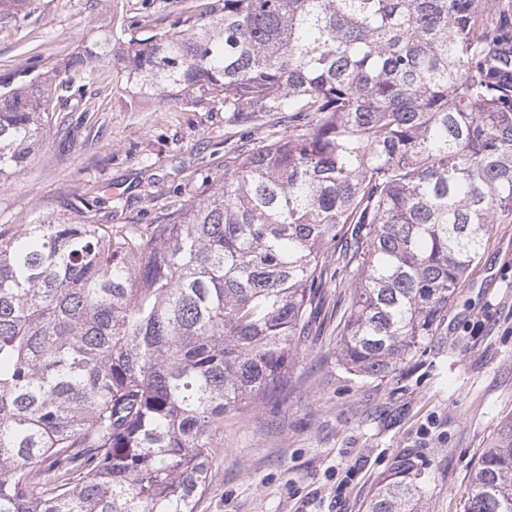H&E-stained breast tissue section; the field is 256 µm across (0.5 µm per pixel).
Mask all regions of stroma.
Wrapping results in <instances>:
<instances>
[{
    "label": "stroma",
    "instance_id": "1",
    "mask_svg": "<svg viewBox=\"0 0 512 512\" xmlns=\"http://www.w3.org/2000/svg\"><path fill=\"white\" fill-rule=\"evenodd\" d=\"M204 2L118 0L117 16L167 28ZM108 20L101 0H26L25 17L0 29V78L70 61ZM116 80L104 62L69 100H56L59 111L86 101L99 110L70 137L50 136L0 188V225L95 197L112 201L113 223H154L223 181L234 149L276 130L265 112L234 118L197 92L137 100ZM344 285L329 286L299 344L287 400L225 417L213 434L211 481L196 512H364L402 461L426 478V512H464L482 450L512 418V217L494 221L437 335L395 374L367 377L338 361Z\"/></svg>",
    "mask_w": 512,
    "mask_h": 512
}]
</instances>
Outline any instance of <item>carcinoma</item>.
<instances>
[{
	"instance_id": "1",
	"label": "carcinoma",
	"mask_w": 512,
	"mask_h": 512,
	"mask_svg": "<svg viewBox=\"0 0 512 512\" xmlns=\"http://www.w3.org/2000/svg\"><path fill=\"white\" fill-rule=\"evenodd\" d=\"M26 0H0V29ZM143 97L272 112L203 199L154 224L100 207L0 226V512H196L224 417L288 396L336 268L339 360L388 376L435 336L512 215V4L222 0L172 28L105 25L66 66L0 80V187L100 63ZM421 473L366 512H422ZM465 512H512V419Z\"/></svg>"
}]
</instances>
